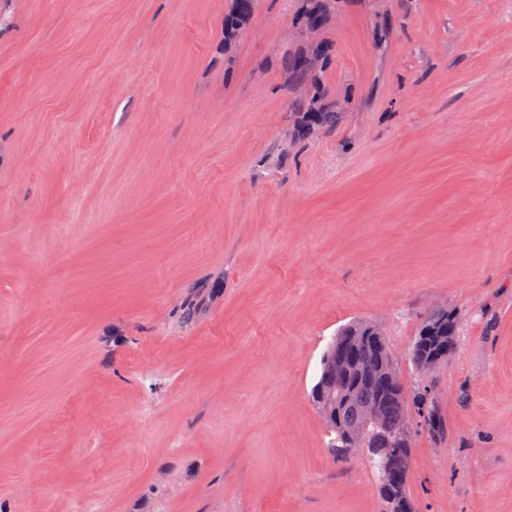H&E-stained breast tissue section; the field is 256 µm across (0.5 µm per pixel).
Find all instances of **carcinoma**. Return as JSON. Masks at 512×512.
Returning <instances> with one entry per match:
<instances>
[{
    "label": "carcinoma",
    "instance_id": "1",
    "mask_svg": "<svg viewBox=\"0 0 512 512\" xmlns=\"http://www.w3.org/2000/svg\"><path fill=\"white\" fill-rule=\"evenodd\" d=\"M253 4L254 0H235L234 11L224 16V31L248 14ZM458 325V316L444 305L426 313L408 355L417 374L434 372L457 353V346H448V337L457 336ZM334 339L336 356L346 360V370L331 368V353L324 351L320 375L311 392L331 436L329 448L339 459L361 455L371 465L383 512H412L408 465L412 443H402L394 429L410 423L416 413L428 433L442 439L448 435V423L428 386L404 383L397 364L387 356L389 344L379 326L352 323L341 328ZM367 407L376 414L370 422L363 414Z\"/></svg>",
    "mask_w": 512,
    "mask_h": 512
}]
</instances>
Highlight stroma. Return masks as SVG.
<instances>
[{
  "label": "stroma",
  "mask_w": 512,
  "mask_h": 512,
  "mask_svg": "<svg viewBox=\"0 0 512 512\" xmlns=\"http://www.w3.org/2000/svg\"><path fill=\"white\" fill-rule=\"evenodd\" d=\"M232 6L0 0V512H381L310 392L436 305L415 512H512V0ZM458 325V316L447 306H437L426 313L408 355L417 374L432 373L455 356ZM448 336L452 337L454 346L448 347Z\"/></svg>",
  "instance_id": "35a3bbf8"
}]
</instances>
